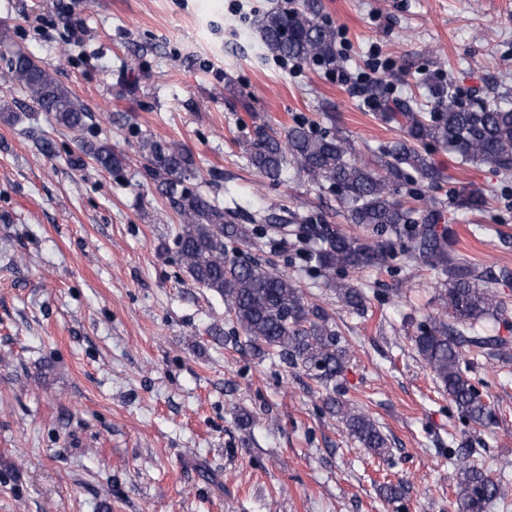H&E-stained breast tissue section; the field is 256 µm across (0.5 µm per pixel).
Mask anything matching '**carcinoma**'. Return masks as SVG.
I'll list each match as a JSON object with an SVG mask.
<instances>
[{"label": "carcinoma", "mask_w": 512, "mask_h": 512, "mask_svg": "<svg viewBox=\"0 0 512 512\" xmlns=\"http://www.w3.org/2000/svg\"><path fill=\"white\" fill-rule=\"evenodd\" d=\"M257 26L267 49L279 58L317 65L328 73L340 62L335 30L318 20V0L270 10L257 20ZM4 79L19 86L38 111L52 113L68 130L82 131L92 119L82 101L21 50L7 59ZM429 92L433 111L415 112L389 99L380 80L363 87L366 104L404 129L402 140L379 148L367 160L356 156L340 132L318 131L305 124L288 129L283 139L258 131L240 143L249 164L269 181L280 182L291 168L318 191L334 193L347 222L365 229L362 236L326 224H290L274 215H251L242 224L232 208L188 186L196 165L186 148L153 135L142 138L140 144L149 176L179 220L175 244L186 274L224 298L233 323L255 354L305 371L325 390V408L344 425L348 436L382 457L390 454L389 439L367 413L350 406L336 384L345 369L347 348L332 316L308 300L288 273L244 255L242 248L283 245L291 234L301 244L298 256L330 277L338 270L379 266L392 245L400 244L416 271L427 267L445 277L441 299L456 319L450 324L434 317L421 324L413 338L417 354L466 422L491 425L494 411L468 375L466 347L474 346L478 356L496 357L504 344L467 332L485 319L500 318L505 306L478 266L451 256L452 231L438 229L442 218L438 203L409 206L402 200V190L416 181L429 188L444 181L430 157L431 146L451 150L464 164L511 175L512 102L503 98L465 105L449 83L432 84ZM79 148L105 171L123 167L124 156L106 142L82 140ZM452 203L482 212L487 200L481 191L462 189L453 195ZM334 286L344 304L365 309L367 297L362 289L343 279ZM471 456L464 442L448 450V459L458 470L457 512H485L494 501L506 502L507 486Z\"/></svg>", "instance_id": "cac0c4a2"}]
</instances>
